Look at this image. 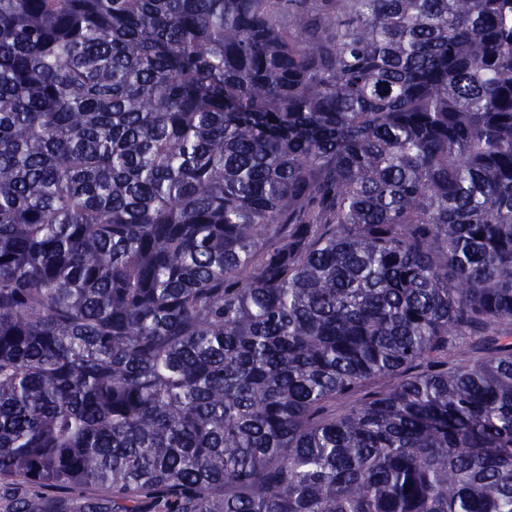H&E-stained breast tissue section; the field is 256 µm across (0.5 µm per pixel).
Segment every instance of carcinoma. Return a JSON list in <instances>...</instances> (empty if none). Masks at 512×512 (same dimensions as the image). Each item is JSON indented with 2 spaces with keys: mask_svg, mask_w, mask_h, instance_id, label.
Segmentation results:
<instances>
[{
  "mask_svg": "<svg viewBox=\"0 0 512 512\" xmlns=\"http://www.w3.org/2000/svg\"><path fill=\"white\" fill-rule=\"evenodd\" d=\"M511 337L512 0H0L6 512H512Z\"/></svg>",
  "mask_w": 512,
  "mask_h": 512,
  "instance_id": "cac0c4a2",
  "label": "carcinoma"
}]
</instances>
